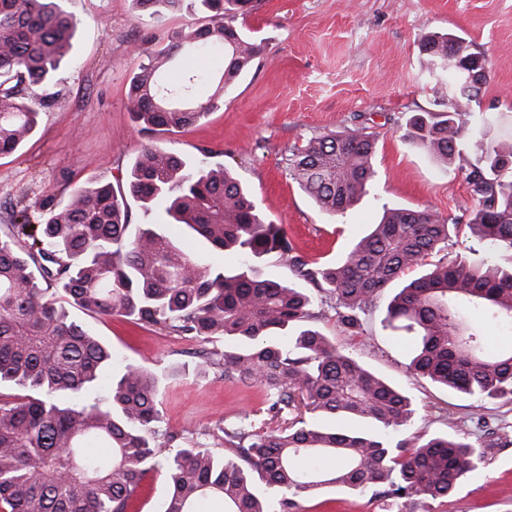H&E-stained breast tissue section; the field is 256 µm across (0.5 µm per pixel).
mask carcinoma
I'll return each instance as SVG.
<instances>
[{
    "label": "carcinoma",
    "mask_w": 512,
    "mask_h": 512,
    "mask_svg": "<svg viewBox=\"0 0 512 512\" xmlns=\"http://www.w3.org/2000/svg\"><path fill=\"white\" fill-rule=\"evenodd\" d=\"M62 0H0V155L32 135L29 96L67 64L78 27ZM151 16L185 0H134ZM254 0H191L204 23L155 49L129 85L132 119L147 133L183 129L224 101V90L262 53L234 25ZM224 49L208 83L173 73L180 56ZM427 78L448 89L438 109L412 114L406 138L437 164L455 167L475 207L466 224L426 210L393 207L334 264L311 267L283 228L265 221L251 191L223 168L186 161L158 146L135 158L125 190L99 182L74 189L63 206L47 198L37 223L27 212L0 237V512H127L141 479L165 468L158 512H293L323 487L384 484L386 495L443 498L478 468L487 450L440 434L392 447L381 431L411 424L412 399L311 325L317 298L292 282L255 275L275 255L335 300L338 324L359 334L362 315L407 270L425 272L386 307L383 328L405 332L409 372L481 400L512 396V348L489 352L475 318L512 323V132L491 136L500 118L473 111L485 80L480 54L454 34L420 42ZM376 140L362 128L310 138L288 158L292 179L326 214L342 216L375 182ZM145 215L163 212L212 248L244 260L236 270L201 262L158 224L130 229L127 198ZM466 231L497 250L469 262L428 258ZM55 281L61 302L42 283ZM138 325H160L188 341L224 339L202 357L224 380L259 389L276 432L249 415L220 427L233 456L160 425L161 378L140 365L114 371L116 354L74 320L67 306ZM104 387L101 404L82 396ZM310 413V418L302 412Z\"/></svg>",
    "instance_id": "obj_1"
}]
</instances>
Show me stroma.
Masks as SVG:
<instances>
[{"label":"stroma","instance_id":"stroma-1","mask_svg":"<svg viewBox=\"0 0 512 512\" xmlns=\"http://www.w3.org/2000/svg\"><path fill=\"white\" fill-rule=\"evenodd\" d=\"M64 7L80 21L72 60L47 98L36 101L35 134L0 156V236L9 233L15 211L46 197L66 203L76 186L91 181L124 188L148 144L224 167L251 189L267 221L283 226L297 253L319 265L367 234L387 206L467 223L474 202L461 173L438 166L404 138L408 118L434 108L419 53L427 32L466 39L485 60L481 111L512 117V0H259L237 25L263 52L225 91L223 105L193 126L154 135L130 116V77L148 52L197 15L142 16L133 0H65ZM354 127L376 137L378 175L370 194L335 219L292 179L288 158L315 135ZM388 302L380 297L356 336L344 332L331 309L315 324L412 398V424L389 431V441L448 432L493 452L443 499H392L379 485L360 493L326 487L300 498L296 512H512V445L497 442L500 427L512 426V397L480 401L411 376L407 340L380 325ZM71 314L121 361L146 363L163 375V425L177 436L223 453L218 428L238 414L255 413L264 431L277 428L261 393L225 382L199 357V343L77 307Z\"/></svg>","mask_w":512,"mask_h":512}]
</instances>
